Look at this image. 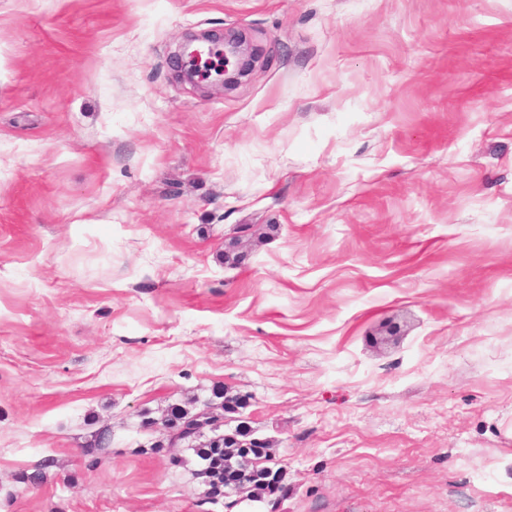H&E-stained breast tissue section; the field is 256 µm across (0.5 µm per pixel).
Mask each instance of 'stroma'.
<instances>
[{
    "label": "stroma",
    "mask_w": 512,
    "mask_h": 512,
    "mask_svg": "<svg viewBox=\"0 0 512 512\" xmlns=\"http://www.w3.org/2000/svg\"><path fill=\"white\" fill-rule=\"evenodd\" d=\"M218 388L276 494L165 447ZM0 512H512V0H0ZM222 42H224V61H228L229 65L230 59H234L232 71L230 72L228 68L224 69V78L218 82V85L224 88L237 84L240 78L249 74L257 58V52L243 37L222 38Z\"/></svg>",
    "instance_id": "obj_1"
}]
</instances>
